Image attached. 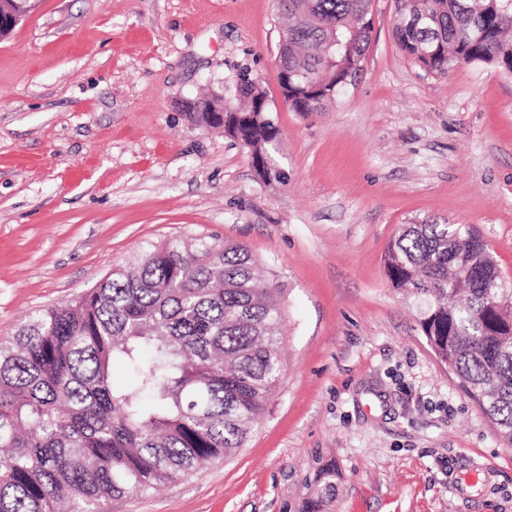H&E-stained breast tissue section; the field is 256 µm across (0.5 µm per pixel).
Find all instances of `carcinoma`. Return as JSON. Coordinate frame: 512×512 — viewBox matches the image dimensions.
I'll return each instance as SVG.
<instances>
[{"instance_id":"1","label":"carcinoma","mask_w":512,"mask_h":512,"mask_svg":"<svg viewBox=\"0 0 512 512\" xmlns=\"http://www.w3.org/2000/svg\"><path fill=\"white\" fill-rule=\"evenodd\" d=\"M279 51L288 71L325 89L369 47L372 0H284ZM488 0H402L420 23L395 25L401 51L447 76L467 62L512 74V7ZM336 34V54L325 55ZM243 111L226 131L268 158L279 128L238 75ZM319 112L314 93L289 95ZM386 265L394 287L421 301L436 356L512 445V282L462 224H406ZM282 289L262 281L246 246L213 236L149 243L84 296L30 316L0 341V512H96L146 494L245 447L284 374ZM130 375L113 382V369Z\"/></svg>"}]
</instances>
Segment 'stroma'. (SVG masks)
<instances>
[{"mask_svg": "<svg viewBox=\"0 0 512 512\" xmlns=\"http://www.w3.org/2000/svg\"><path fill=\"white\" fill-rule=\"evenodd\" d=\"M373 17L321 112L283 101L275 0H35L0 38V340L172 237L241 243L283 287L286 369L246 446L102 512H512V445L384 261L402 225L467 224L512 281V74H429L396 44L394 0ZM244 70L286 182L179 108L233 97Z\"/></svg>", "mask_w": 512, "mask_h": 512, "instance_id": "35a3bbf8", "label": "stroma"}]
</instances>
